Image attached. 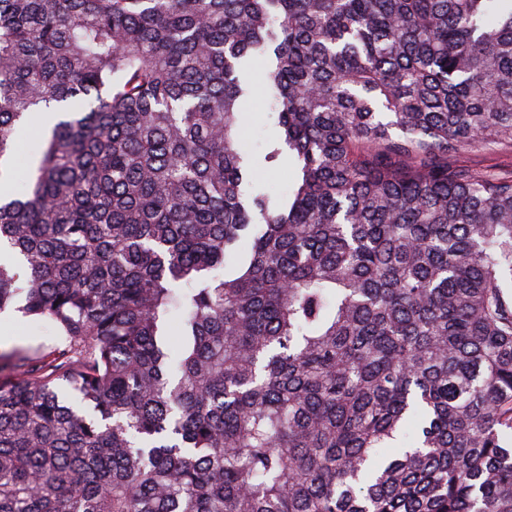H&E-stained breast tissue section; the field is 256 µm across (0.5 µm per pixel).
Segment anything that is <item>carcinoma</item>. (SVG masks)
Instances as JSON below:
<instances>
[{
	"mask_svg": "<svg viewBox=\"0 0 512 512\" xmlns=\"http://www.w3.org/2000/svg\"><path fill=\"white\" fill-rule=\"evenodd\" d=\"M38 115L0 512H512V0H0V180ZM268 61L265 57L256 56L251 68L253 92L243 103V117L240 136L246 148L256 162L259 187L270 191H281L288 186L292 169L285 155L276 167H266L263 155L269 139L273 134L274 117L272 116L273 100L265 85V70ZM459 165L475 169H495L502 172L512 171V151H466L458 155ZM4 330L9 331V336H2ZM0 351L7 353L16 347L34 348L40 345L62 344L59 336H52L47 329L28 323V318L19 316H4L0 319Z\"/></svg>",
	"mask_w": 512,
	"mask_h": 512,
	"instance_id": "cac0c4a2",
	"label": "carcinoma"
}]
</instances>
